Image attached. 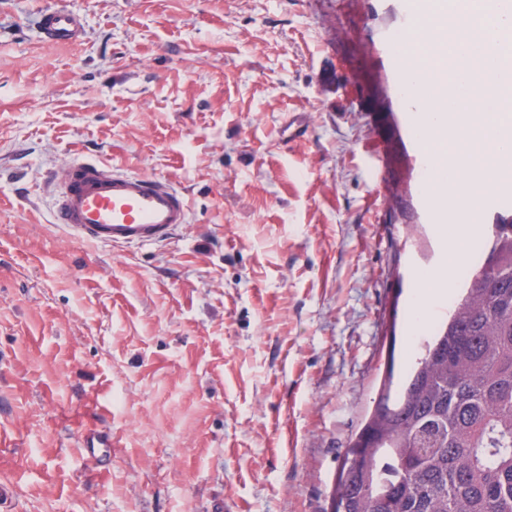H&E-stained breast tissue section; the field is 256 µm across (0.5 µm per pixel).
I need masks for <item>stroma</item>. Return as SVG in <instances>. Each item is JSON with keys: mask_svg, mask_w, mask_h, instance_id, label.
Segmentation results:
<instances>
[{"mask_svg": "<svg viewBox=\"0 0 512 512\" xmlns=\"http://www.w3.org/2000/svg\"><path fill=\"white\" fill-rule=\"evenodd\" d=\"M55 7L79 42L38 38ZM399 9L0 0V512H327L432 334L438 227L380 52ZM80 160L169 180L188 224L73 241L45 185ZM112 436L97 435L94 432L85 434L81 439L83 454L91 459L99 460L112 455Z\"/></svg>", "mask_w": 512, "mask_h": 512, "instance_id": "stroma-1", "label": "stroma"}]
</instances>
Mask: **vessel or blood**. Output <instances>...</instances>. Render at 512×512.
Wrapping results in <instances>:
<instances>
[{"instance_id":"b4317fda","label":"vessel or blood","mask_w":512,"mask_h":512,"mask_svg":"<svg viewBox=\"0 0 512 512\" xmlns=\"http://www.w3.org/2000/svg\"><path fill=\"white\" fill-rule=\"evenodd\" d=\"M442 34L434 45L439 60L455 53L453 19L441 15ZM43 39L57 45L80 41L84 35L81 17L67 9L43 10L39 18ZM55 196L52 221L74 239L101 245H154L166 240L189 221L184 196L169 182L145 174H121L103 163L82 161L48 185ZM81 446L86 457L111 455L112 438L85 434Z\"/></svg>"}]
</instances>
